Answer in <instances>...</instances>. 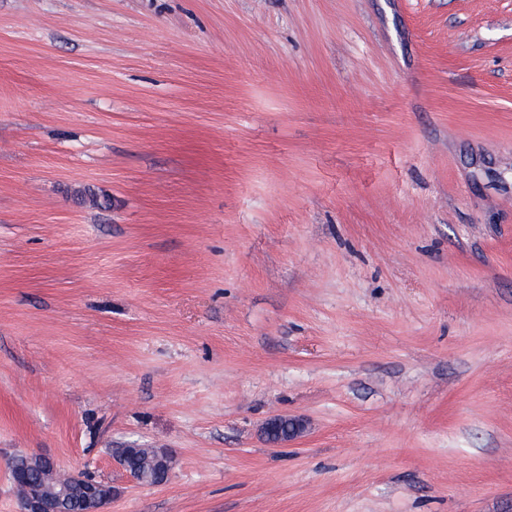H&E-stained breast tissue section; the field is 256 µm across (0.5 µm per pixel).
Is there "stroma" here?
<instances>
[{
    "instance_id": "stroma-1",
    "label": "stroma",
    "mask_w": 512,
    "mask_h": 512,
    "mask_svg": "<svg viewBox=\"0 0 512 512\" xmlns=\"http://www.w3.org/2000/svg\"><path fill=\"white\" fill-rule=\"evenodd\" d=\"M20 453L512 512V0H0V512ZM285 424L286 430L280 432L279 435L274 438L272 434V428L276 424ZM306 429V421L302 418L275 415L269 418L264 424V435L268 440V443L272 447H282L289 442L298 438Z\"/></svg>"
}]
</instances>
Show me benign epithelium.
<instances>
[{
  "instance_id": "1",
  "label": "benign epithelium",
  "mask_w": 512,
  "mask_h": 512,
  "mask_svg": "<svg viewBox=\"0 0 512 512\" xmlns=\"http://www.w3.org/2000/svg\"><path fill=\"white\" fill-rule=\"evenodd\" d=\"M306 429L302 418L275 415L264 424V435L272 447H282L298 438ZM23 466L11 469L18 492L19 512H65L74 495L81 498V512H105L112 500L113 486L85 477L61 474L50 457L30 453Z\"/></svg>"
}]
</instances>
